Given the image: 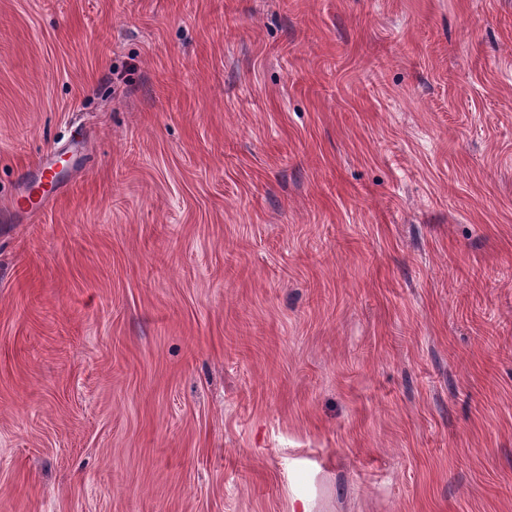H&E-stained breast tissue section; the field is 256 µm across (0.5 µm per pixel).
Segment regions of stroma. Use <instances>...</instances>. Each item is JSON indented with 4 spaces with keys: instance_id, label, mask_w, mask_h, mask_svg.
<instances>
[{
    "instance_id": "obj_1",
    "label": "stroma",
    "mask_w": 512,
    "mask_h": 512,
    "mask_svg": "<svg viewBox=\"0 0 512 512\" xmlns=\"http://www.w3.org/2000/svg\"><path fill=\"white\" fill-rule=\"evenodd\" d=\"M298 497L512 512V0H0V512Z\"/></svg>"
}]
</instances>
